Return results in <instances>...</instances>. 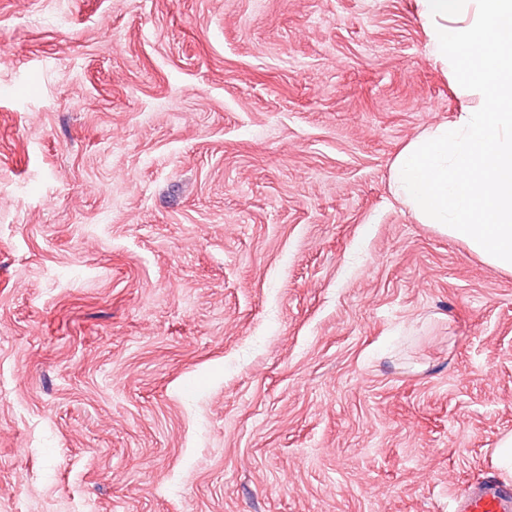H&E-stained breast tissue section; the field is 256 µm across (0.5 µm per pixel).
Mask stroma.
I'll list each match as a JSON object with an SVG mask.
<instances>
[{"instance_id":"1","label":"stroma","mask_w":512,"mask_h":512,"mask_svg":"<svg viewBox=\"0 0 512 512\" xmlns=\"http://www.w3.org/2000/svg\"><path fill=\"white\" fill-rule=\"evenodd\" d=\"M463 97L414 0H0V512H448L512 273L391 193Z\"/></svg>"}]
</instances>
